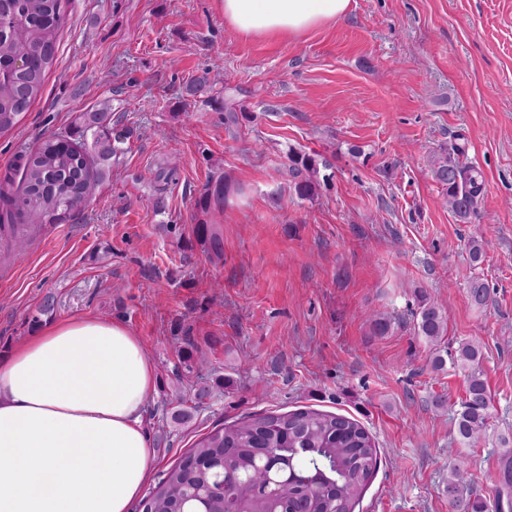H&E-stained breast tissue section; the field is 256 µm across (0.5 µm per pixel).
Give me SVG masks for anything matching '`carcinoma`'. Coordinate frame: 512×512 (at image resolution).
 I'll return each mask as SVG.
<instances>
[{
    "instance_id": "obj_1",
    "label": "carcinoma",
    "mask_w": 512,
    "mask_h": 512,
    "mask_svg": "<svg viewBox=\"0 0 512 512\" xmlns=\"http://www.w3.org/2000/svg\"><path fill=\"white\" fill-rule=\"evenodd\" d=\"M69 0H0V132L16 127L41 93L56 60L60 30L67 22ZM28 67L13 66L19 58ZM112 106L104 101L79 115L67 134L50 135L22 156L17 191H0V230L14 224H60L91 197L112 170V157L123 134L109 127ZM289 171L299 197L311 199L319 186L316 160L289 156ZM434 177L445 186L448 205L462 220L476 212L483 176L475 168L443 159ZM224 177L206 185L201 208L224 207ZM216 257L222 238L204 222L198 224ZM471 302L483 307L489 292L482 279L469 283ZM417 335L434 347L432 365L443 369L441 344L448 331L445 308L422 300ZM482 352L463 342L453 363L468 371L466 396L453 411L460 442L480 439L488 428L492 399L480 372ZM171 420L187 422L194 407L178 393L168 402ZM378 451L368 429L341 413L299 408L285 413L252 415L202 435L182 459L143 499L150 512H355L376 472ZM448 502L464 512L512 510V450L503 455L496 495H475L467 473L455 468L444 488Z\"/></svg>"
}]
</instances>
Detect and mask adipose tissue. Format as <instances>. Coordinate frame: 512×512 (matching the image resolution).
Listing matches in <instances>:
<instances>
[{"label": "adipose tissue", "mask_w": 512, "mask_h": 512, "mask_svg": "<svg viewBox=\"0 0 512 512\" xmlns=\"http://www.w3.org/2000/svg\"><path fill=\"white\" fill-rule=\"evenodd\" d=\"M243 38H296L341 22L350 0H222ZM150 352L126 325L59 320L0 359V512H130L156 457L144 409Z\"/></svg>", "instance_id": "adipose-tissue-1"}]
</instances>
